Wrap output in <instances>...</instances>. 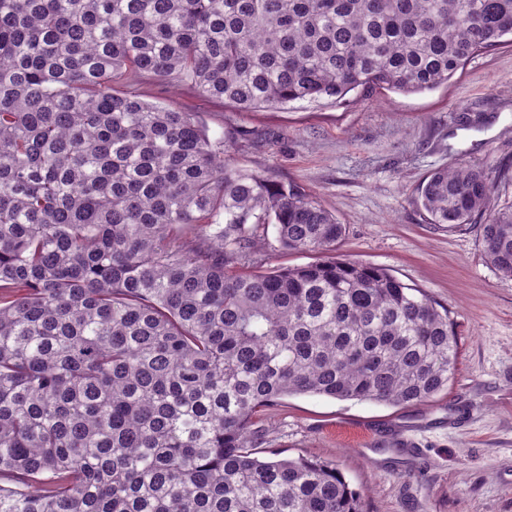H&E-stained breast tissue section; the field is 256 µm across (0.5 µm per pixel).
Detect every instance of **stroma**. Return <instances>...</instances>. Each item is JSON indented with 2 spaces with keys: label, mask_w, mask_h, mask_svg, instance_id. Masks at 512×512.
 Returning <instances> with one entry per match:
<instances>
[{
  "label": "stroma",
  "mask_w": 512,
  "mask_h": 512,
  "mask_svg": "<svg viewBox=\"0 0 512 512\" xmlns=\"http://www.w3.org/2000/svg\"><path fill=\"white\" fill-rule=\"evenodd\" d=\"M134 89L198 113L210 137L233 135L235 164L304 187L346 226L338 258L423 291L457 335L446 393L417 406L290 396L258 419L264 451L335 463L364 512H512V278L476 228L428 223L416 203L430 173L462 161L503 171L512 200V43L437 89L359 102L243 113L154 79Z\"/></svg>",
  "instance_id": "obj_1"
}]
</instances>
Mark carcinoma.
<instances>
[{
    "label": "carcinoma",
    "instance_id": "1",
    "mask_svg": "<svg viewBox=\"0 0 512 512\" xmlns=\"http://www.w3.org/2000/svg\"><path fill=\"white\" fill-rule=\"evenodd\" d=\"M507 35L512 0H0V512H363L335 464L260 457L254 418L428 402L458 363L448 310L334 256L315 197L130 86L240 112L419 93ZM496 182L460 163L418 201L512 278ZM272 246L319 258L262 270Z\"/></svg>",
    "mask_w": 512,
    "mask_h": 512
}]
</instances>
